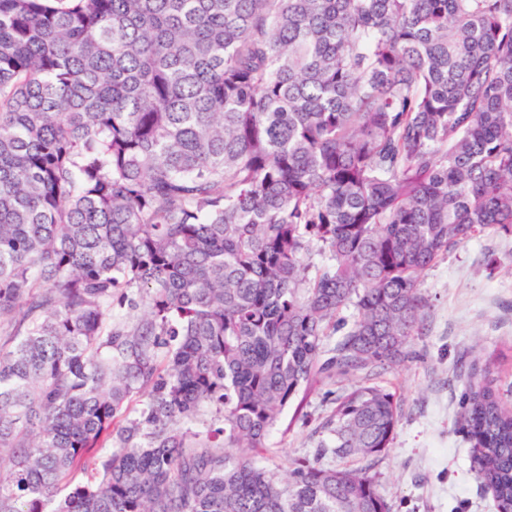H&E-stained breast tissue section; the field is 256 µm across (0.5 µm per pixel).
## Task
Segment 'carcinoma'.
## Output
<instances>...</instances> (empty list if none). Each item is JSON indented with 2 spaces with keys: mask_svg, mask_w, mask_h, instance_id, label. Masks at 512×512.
<instances>
[{
  "mask_svg": "<svg viewBox=\"0 0 512 512\" xmlns=\"http://www.w3.org/2000/svg\"><path fill=\"white\" fill-rule=\"evenodd\" d=\"M497 232L512 0H0V512H393L335 462L388 454L369 377L417 357L424 272ZM460 371L512 512V408ZM354 376L311 460L258 462Z\"/></svg>",
  "mask_w": 512,
  "mask_h": 512,
  "instance_id": "1",
  "label": "carcinoma"
}]
</instances>
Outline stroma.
I'll list each match as a JSON object with an SVG mask.
<instances>
[{
    "mask_svg": "<svg viewBox=\"0 0 512 512\" xmlns=\"http://www.w3.org/2000/svg\"><path fill=\"white\" fill-rule=\"evenodd\" d=\"M428 300L417 361L374 376L396 396L400 422L392 448L375 463L394 512H496L476 475L467 437L458 432L464 361L492 362L498 388L512 405V234L471 238L440 257L422 278ZM329 385L312 383L306 416L288 414L267 443L262 464L287 470L312 455L320 423L332 409Z\"/></svg>",
    "mask_w": 512,
    "mask_h": 512,
    "instance_id": "stroma-1",
    "label": "stroma"
}]
</instances>
